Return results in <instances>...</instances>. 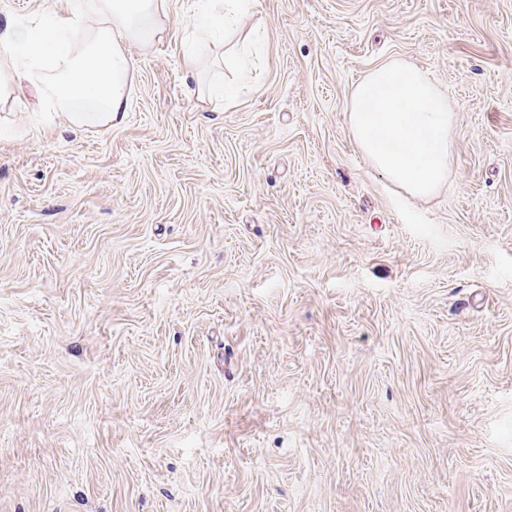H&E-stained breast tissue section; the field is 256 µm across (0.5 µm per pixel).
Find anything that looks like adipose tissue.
I'll list each match as a JSON object with an SVG mask.
<instances>
[{
  "label": "adipose tissue",
  "mask_w": 512,
  "mask_h": 512,
  "mask_svg": "<svg viewBox=\"0 0 512 512\" xmlns=\"http://www.w3.org/2000/svg\"><path fill=\"white\" fill-rule=\"evenodd\" d=\"M166 0H88V14L97 27L78 48L59 51L51 70L37 60L53 37L34 39L24 27L11 23L0 28V42L10 53L0 56V93L21 87L44 92L65 115L69 126L105 129L120 124L129 109L130 77L136 63L127 55L125 42L147 44L167 34ZM24 50L30 63L20 66L14 49Z\"/></svg>",
  "instance_id": "adipose-tissue-1"
}]
</instances>
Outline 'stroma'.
<instances>
[{"mask_svg":"<svg viewBox=\"0 0 512 512\" xmlns=\"http://www.w3.org/2000/svg\"><path fill=\"white\" fill-rule=\"evenodd\" d=\"M168 8L111 129L0 97V512H512V0ZM392 60L456 115L427 199L349 128Z\"/></svg>","mask_w":512,"mask_h":512,"instance_id":"stroma-1","label":"stroma"}]
</instances>
